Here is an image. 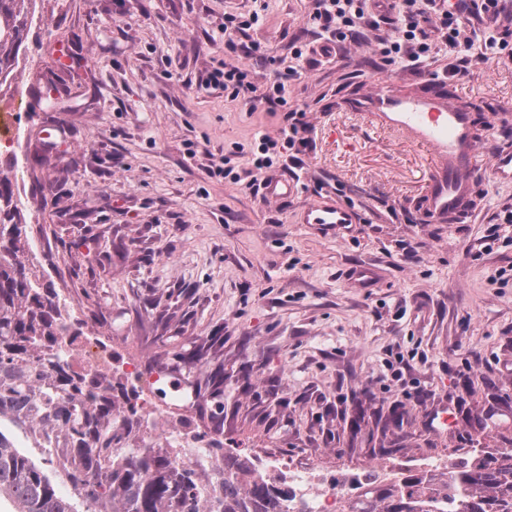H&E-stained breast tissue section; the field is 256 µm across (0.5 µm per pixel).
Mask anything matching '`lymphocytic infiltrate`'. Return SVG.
Instances as JSON below:
<instances>
[{
  "instance_id": "1",
  "label": "lymphocytic infiltrate",
  "mask_w": 512,
  "mask_h": 512,
  "mask_svg": "<svg viewBox=\"0 0 512 512\" xmlns=\"http://www.w3.org/2000/svg\"><path fill=\"white\" fill-rule=\"evenodd\" d=\"M499 2L453 0L443 7L438 0H387L380 10L373 7L372 0H313L310 21L326 33L328 40L336 42L345 41L359 28L373 30L383 23H397V36L379 39L372 51L395 71L402 72L426 66L444 49L459 54L476 43L493 53L502 49L497 26ZM298 74L296 67H283L273 85L263 90L250 81L248 69L240 66L225 64L206 77L208 85L223 88L229 96L247 105L266 103L283 107L280 136L261 137V154L252 160L255 169L271 165L274 154L308 143L305 133L309 125L304 120V109L288 104L289 88Z\"/></svg>"
}]
</instances>
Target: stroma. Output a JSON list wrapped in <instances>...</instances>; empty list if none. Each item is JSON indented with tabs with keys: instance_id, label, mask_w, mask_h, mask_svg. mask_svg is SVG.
I'll use <instances>...</instances> for the list:
<instances>
[{
	"instance_id": "35a3bbf8",
	"label": "stroma",
	"mask_w": 512,
	"mask_h": 512,
	"mask_svg": "<svg viewBox=\"0 0 512 512\" xmlns=\"http://www.w3.org/2000/svg\"><path fill=\"white\" fill-rule=\"evenodd\" d=\"M262 4L260 27L228 56L224 17L253 0H43L46 24L21 47L41 69L27 89L37 106L16 121L22 216L32 249L52 256L49 280L113 340L139 346L144 378L185 383L225 448L252 436L272 457L331 472L512 448V179L494 171L512 149V63L472 51L395 74L370 48L395 26L326 57L311 0ZM254 41L267 58L246 55ZM297 52L288 101L312 132L300 184L272 204L214 171L229 156L258 182L286 176L279 156L251 169L259 135H279L280 108L249 110L205 79L227 62L263 89ZM390 79L488 107L476 205L458 223L422 210L429 150L354 109ZM326 203L354 207L356 223H301ZM361 265L372 287L352 279Z\"/></svg>"
}]
</instances>
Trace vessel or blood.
Segmentation results:
<instances>
[{"mask_svg": "<svg viewBox=\"0 0 512 512\" xmlns=\"http://www.w3.org/2000/svg\"><path fill=\"white\" fill-rule=\"evenodd\" d=\"M356 108L383 132L431 151L435 166L423 201L431 221L449 222L472 208L479 180L475 158L487 134L476 122L475 103L456 94L409 95L389 82L360 100ZM303 221L352 224L356 216L339 204L313 206Z\"/></svg>", "mask_w": 512, "mask_h": 512, "instance_id": "vessel-or-blood-1", "label": "vessel or blood"}]
</instances>
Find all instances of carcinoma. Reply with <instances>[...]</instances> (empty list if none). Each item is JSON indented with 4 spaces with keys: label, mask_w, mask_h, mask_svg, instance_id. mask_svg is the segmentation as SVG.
I'll list each match as a JSON object with an SVG mask.
<instances>
[{
    "label": "carcinoma",
    "mask_w": 512,
    "mask_h": 512,
    "mask_svg": "<svg viewBox=\"0 0 512 512\" xmlns=\"http://www.w3.org/2000/svg\"><path fill=\"white\" fill-rule=\"evenodd\" d=\"M33 0H0V72L12 67L30 25ZM29 243L11 192L0 189V421L20 419L57 432L78 457L77 495L105 512H289L288 486L278 478L248 479V456L224 451L203 432L209 455L222 460V496L210 499L209 478L147 448L120 449L133 428L136 403L122 387L81 375L66 362L65 333L79 319L60 321L53 282L28 260ZM14 512H78L58 493L45 468L14 448L0 432V498ZM349 512H512V448L482 459L449 463L448 480L410 475L381 489L366 487Z\"/></svg>",
    "instance_id": "1"
}]
</instances>
